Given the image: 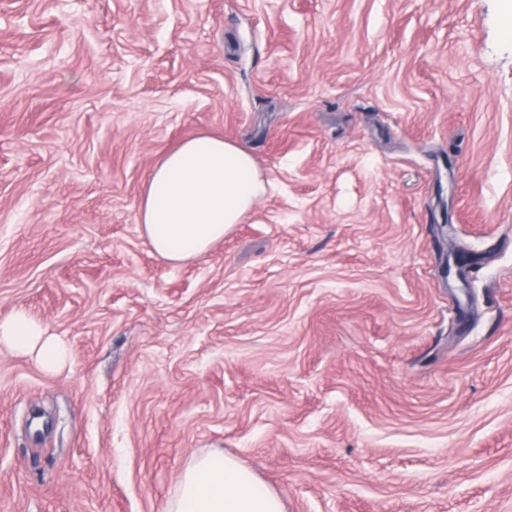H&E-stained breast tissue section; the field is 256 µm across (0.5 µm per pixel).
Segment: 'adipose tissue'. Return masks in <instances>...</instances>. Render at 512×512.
Segmentation results:
<instances>
[{
  "instance_id": "1",
  "label": "adipose tissue",
  "mask_w": 512,
  "mask_h": 512,
  "mask_svg": "<svg viewBox=\"0 0 512 512\" xmlns=\"http://www.w3.org/2000/svg\"><path fill=\"white\" fill-rule=\"evenodd\" d=\"M269 185L248 152L223 138L197 134L153 168L139 207L141 234L170 263L198 257L243 222ZM0 345L33 357L49 372L67 358L65 344L21 311L0 321ZM166 512H284V505L235 458L211 452L192 457Z\"/></svg>"
}]
</instances>
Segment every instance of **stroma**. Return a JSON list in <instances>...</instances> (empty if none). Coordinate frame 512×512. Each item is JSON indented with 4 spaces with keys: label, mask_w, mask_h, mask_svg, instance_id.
<instances>
[{
    "label": "stroma",
    "mask_w": 512,
    "mask_h": 512,
    "mask_svg": "<svg viewBox=\"0 0 512 512\" xmlns=\"http://www.w3.org/2000/svg\"><path fill=\"white\" fill-rule=\"evenodd\" d=\"M200 133L273 188L175 266L139 205ZM17 311L69 358L0 346V512L214 450L285 512H512V0H0Z\"/></svg>",
    "instance_id": "obj_1"
}]
</instances>
